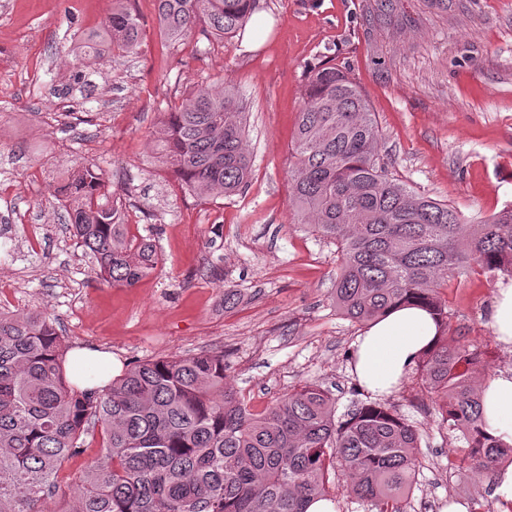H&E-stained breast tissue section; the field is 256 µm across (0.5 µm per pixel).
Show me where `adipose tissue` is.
Instances as JSON below:
<instances>
[{"mask_svg":"<svg viewBox=\"0 0 512 512\" xmlns=\"http://www.w3.org/2000/svg\"><path fill=\"white\" fill-rule=\"evenodd\" d=\"M438 328L416 306L391 310L356 338L353 373L369 391L392 393L434 342ZM118 368L111 353L77 347L68 355V378L81 389L108 385ZM486 423L492 434L512 442V370L488 378L481 386Z\"/></svg>","mask_w":512,"mask_h":512,"instance_id":"1","label":"adipose tissue"}]
</instances>
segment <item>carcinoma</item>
<instances>
[{
    "label": "carcinoma",
    "instance_id": "1",
    "mask_svg": "<svg viewBox=\"0 0 512 512\" xmlns=\"http://www.w3.org/2000/svg\"><path fill=\"white\" fill-rule=\"evenodd\" d=\"M161 37L183 44L203 20L211 35L233 38L259 0H156ZM106 39L130 53L139 22L117 0ZM165 163L189 193L232 196L252 171L247 113L238 93L202 90L164 113ZM381 132L357 84L339 64L305 75L297 113L292 206L313 234L336 245V311L374 322L401 302L434 318L438 336L418 362L424 390L438 398L441 426L468 448L462 469L493 478L512 444L486 431L480 351L448 343L441 289L479 268L512 276V204L471 221L422 196L380 163ZM59 193L74 236L111 285L132 287L160 262L105 191L98 166L69 174ZM56 322L0 312V512H307L333 500L338 479L371 512H404L418 483L416 426L384 402L360 403L336 418L320 386L289 392L253 413L227 381L222 350L137 361L101 394L77 391L62 362ZM100 433L102 453L73 498L59 509L63 462Z\"/></svg>",
    "mask_w": 512,
    "mask_h": 512
}]
</instances>
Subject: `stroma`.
<instances>
[{"mask_svg": "<svg viewBox=\"0 0 512 512\" xmlns=\"http://www.w3.org/2000/svg\"><path fill=\"white\" fill-rule=\"evenodd\" d=\"M260 0L246 30L223 40L198 25L181 46L161 37L156 0H136L141 40L109 49L112 0H0V308L54 318L69 347L111 352L122 367L220 349L252 412L306 384L329 389L344 414L372 401L351 373L363 325L332 301L335 245L299 231L288 183L305 71L350 70L382 139V163L464 219L512 203V0ZM97 63L81 67L85 44ZM235 87L249 112L252 175L245 191L199 199L162 162L166 105L204 88ZM98 164L131 234L161 263L133 287L96 275L56 193L67 173ZM497 276L450 281L448 330L479 347L488 374L512 369L490 326ZM235 288L242 302L224 305ZM421 434L419 483L405 512L448 502L494 512L493 487L452 463L467 453L442 430L408 374L389 396ZM100 438L87 439L56 483L71 499Z\"/></svg>", "mask_w": 512, "mask_h": 512, "instance_id": "obj_1", "label": "stroma"}]
</instances>
